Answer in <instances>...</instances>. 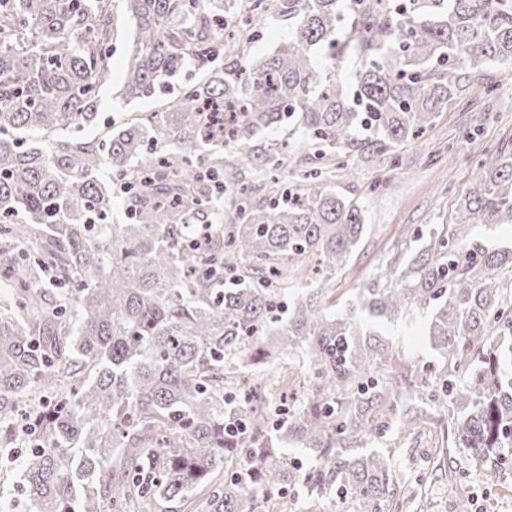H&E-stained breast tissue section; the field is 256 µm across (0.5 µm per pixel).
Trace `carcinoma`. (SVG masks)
Here are the masks:
<instances>
[{
    "instance_id": "cac0c4a2",
    "label": "carcinoma",
    "mask_w": 512,
    "mask_h": 512,
    "mask_svg": "<svg viewBox=\"0 0 512 512\" xmlns=\"http://www.w3.org/2000/svg\"><path fill=\"white\" fill-rule=\"evenodd\" d=\"M340 2L279 0L288 39L241 66L249 39L224 36V15L242 8L251 24L266 0H122L124 99L190 67L209 75L88 140L68 132L98 124L112 0H0V462L19 463L29 512H297L287 488L309 510L334 494L343 512H386L415 423L448 409L435 469L464 448L500 479L512 249L472 228L512 224V149L478 162L454 223L392 286L360 289L337 316L322 305L328 274L366 224L321 181L324 158L398 159L461 75L512 65V0H348L343 39ZM322 47L335 65L358 58L351 82L315 68ZM272 128L316 140L317 161L290 192L241 184L224 211V167L288 168V141H261ZM312 259L317 286L287 299ZM415 310L435 368L368 326ZM295 357L307 378L284 394L273 365ZM289 443L317 464L298 465Z\"/></svg>"
}]
</instances>
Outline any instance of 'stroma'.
I'll list each match as a JSON object with an SVG mask.
<instances>
[{"mask_svg": "<svg viewBox=\"0 0 512 512\" xmlns=\"http://www.w3.org/2000/svg\"><path fill=\"white\" fill-rule=\"evenodd\" d=\"M113 12L117 30L111 44L112 79L98 91L100 120L81 131L84 139L99 137L109 124L161 111L203 77L196 70L152 97L122 102L118 93L132 24L121 7ZM288 29L286 18L273 10L261 25L249 26L254 57L273 51L286 40ZM506 147H512V74L506 67L491 65L480 70L420 138L400 147L398 165L383 160L352 164L336 157L324 184L362 203L367 232L348 264L337 270L329 303L344 309L355 301L358 289L393 279L422 247L414 239L416 230L452 223L460 195L473 183L477 161ZM383 179L391 181V188L377 189ZM427 321L426 314L416 311L385 327L394 350L421 365L434 361L423 335ZM440 443L439 430L427 429L414 457L400 458L405 481L398 512H420L425 504L432 512H512L511 467L503 471L499 484L490 486L482 477V463L460 450L445 475L434 477L431 455Z\"/></svg>", "mask_w": 512, "mask_h": 512, "instance_id": "1", "label": "stroma"}]
</instances>
